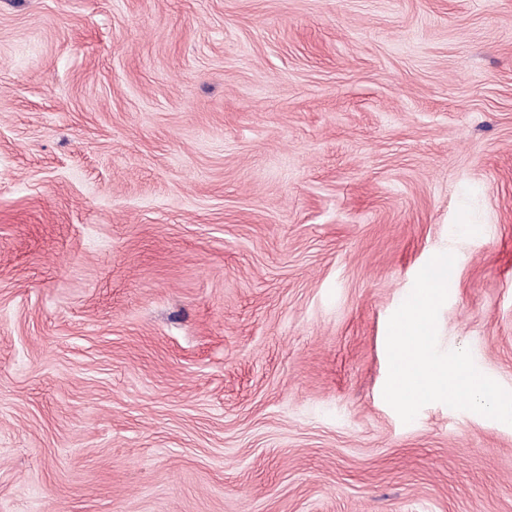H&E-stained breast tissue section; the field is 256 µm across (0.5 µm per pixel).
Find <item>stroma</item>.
<instances>
[{"instance_id":"stroma-1","label":"stroma","mask_w":512,"mask_h":512,"mask_svg":"<svg viewBox=\"0 0 512 512\" xmlns=\"http://www.w3.org/2000/svg\"><path fill=\"white\" fill-rule=\"evenodd\" d=\"M512 0H0V512H512Z\"/></svg>"}]
</instances>
